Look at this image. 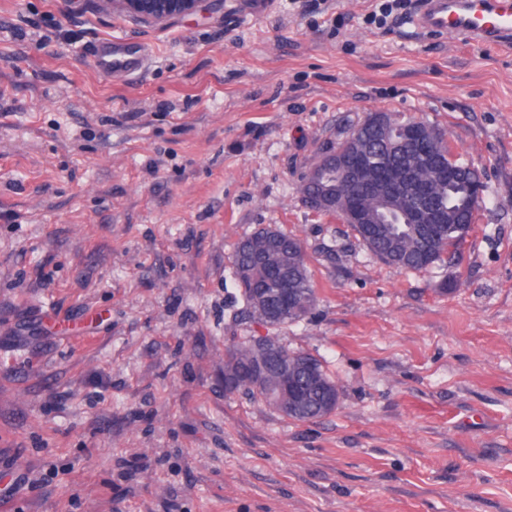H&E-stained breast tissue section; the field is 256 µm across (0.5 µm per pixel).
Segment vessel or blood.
<instances>
[{
	"instance_id": "b4317fda",
	"label": "vessel or blood",
	"mask_w": 512,
	"mask_h": 512,
	"mask_svg": "<svg viewBox=\"0 0 512 512\" xmlns=\"http://www.w3.org/2000/svg\"><path fill=\"white\" fill-rule=\"evenodd\" d=\"M414 26L432 35H453L469 47H512V0H419ZM146 61L141 51L130 49L124 39L101 40L95 52L99 70L134 73Z\"/></svg>"
}]
</instances>
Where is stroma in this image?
<instances>
[{
    "instance_id": "obj_1",
    "label": "stroma",
    "mask_w": 512,
    "mask_h": 512,
    "mask_svg": "<svg viewBox=\"0 0 512 512\" xmlns=\"http://www.w3.org/2000/svg\"><path fill=\"white\" fill-rule=\"evenodd\" d=\"M383 0H201L149 27L101 0H0V512H512V49ZM119 36L148 60L94 64ZM424 120L486 186L454 262L401 271L309 210L367 114ZM298 237L312 312L273 328L241 239ZM276 336L337 409L224 390Z\"/></svg>"
}]
</instances>
